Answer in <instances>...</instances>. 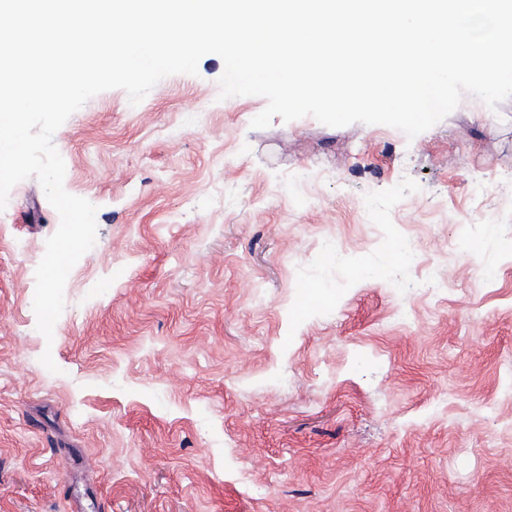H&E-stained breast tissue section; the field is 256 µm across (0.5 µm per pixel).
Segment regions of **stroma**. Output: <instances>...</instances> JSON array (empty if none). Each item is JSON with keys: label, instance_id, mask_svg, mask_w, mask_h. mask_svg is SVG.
Instances as JSON below:
<instances>
[{"label": "stroma", "instance_id": "1", "mask_svg": "<svg viewBox=\"0 0 512 512\" xmlns=\"http://www.w3.org/2000/svg\"><path fill=\"white\" fill-rule=\"evenodd\" d=\"M223 70L104 91L54 134L98 212L52 339L59 215L33 177L0 212V512H512V97L412 139L255 129L266 99H220Z\"/></svg>", "mask_w": 512, "mask_h": 512}]
</instances>
